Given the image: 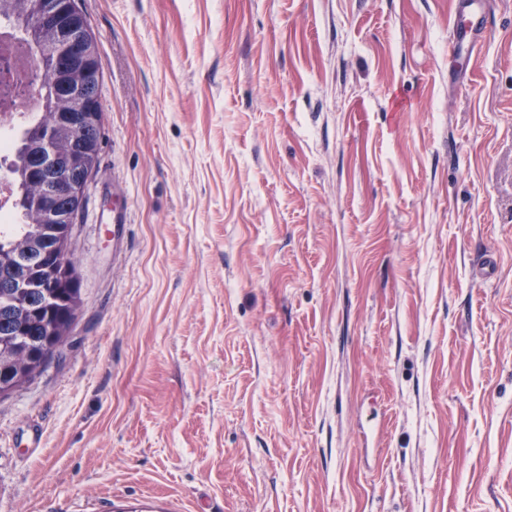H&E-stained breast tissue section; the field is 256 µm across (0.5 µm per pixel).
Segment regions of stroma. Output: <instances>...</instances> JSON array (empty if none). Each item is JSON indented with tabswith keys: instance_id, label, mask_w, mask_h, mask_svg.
Masks as SVG:
<instances>
[{
	"instance_id": "obj_1",
	"label": "stroma",
	"mask_w": 512,
	"mask_h": 512,
	"mask_svg": "<svg viewBox=\"0 0 512 512\" xmlns=\"http://www.w3.org/2000/svg\"><path fill=\"white\" fill-rule=\"evenodd\" d=\"M76 3L81 304L0 512H512V0ZM73 2L76 5V1L73 0ZM74 19L84 26H65L57 44L47 48V51L60 52L68 58V69L59 72L57 77L58 84L67 92L69 99L82 100L83 104L66 108L61 114V121L74 132L82 133L93 126H97L99 121L98 112H96L90 102L86 101L87 90L91 82L98 76L97 58L85 17L78 7L77 15ZM75 75L82 76L83 80H75ZM98 77L97 97L98 90L100 96L102 82L100 69Z\"/></svg>"
}]
</instances>
